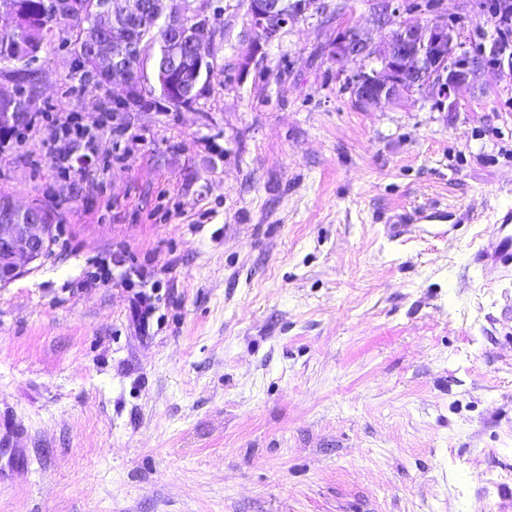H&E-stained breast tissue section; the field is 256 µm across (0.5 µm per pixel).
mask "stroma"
Masks as SVG:
<instances>
[{"instance_id": "1", "label": "stroma", "mask_w": 512, "mask_h": 512, "mask_svg": "<svg viewBox=\"0 0 512 512\" xmlns=\"http://www.w3.org/2000/svg\"><path fill=\"white\" fill-rule=\"evenodd\" d=\"M375 0H319L256 39L220 11L187 108L82 90L73 32L39 54L38 112H79L110 171L60 180L40 134L0 146V197L54 217L0 286V512H512V267L475 259L512 209V75L449 112H368L339 32ZM468 48L496 24L471 0Z\"/></svg>"}]
</instances>
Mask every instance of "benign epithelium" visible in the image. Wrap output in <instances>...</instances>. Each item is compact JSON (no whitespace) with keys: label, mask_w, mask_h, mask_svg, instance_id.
<instances>
[{"label":"benign epithelium","mask_w":512,"mask_h":512,"mask_svg":"<svg viewBox=\"0 0 512 512\" xmlns=\"http://www.w3.org/2000/svg\"><path fill=\"white\" fill-rule=\"evenodd\" d=\"M163 6L169 27L194 51L197 70L206 68L219 35L213 15L199 0H163ZM141 13L140 0H106L95 26L102 35ZM379 14L391 24L380 44H372L354 30L337 35L334 42L336 77L354 88L359 106L374 110L384 101L400 102L423 92L443 112L480 78L481 63L464 52L461 32L448 24L437 5L408 13L401 0H380ZM292 20L283 0H255L249 24L259 38L246 60L277 40ZM120 57L115 50L101 48L91 63L96 73L112 77V84L123 88V97L112 101V111H151L144 78L122 73ZM0 98L19 102L26 109L31 105V99L20 96L12 80L7 88L0 87ZM3 204L7 208L0 209L1 285L21 274L24 266L41 259L53 241L52 225L23 221L31 208L0 198V206Z\"/></svg>","instance_id":"1"}]
</instances>
